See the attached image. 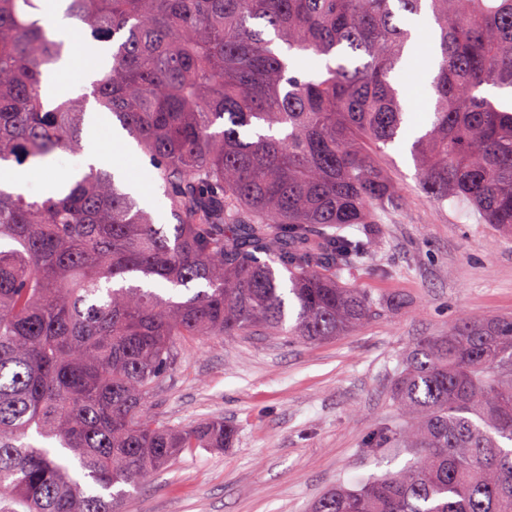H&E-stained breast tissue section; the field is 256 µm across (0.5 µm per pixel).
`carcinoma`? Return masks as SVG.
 <instances>
[{
	"instance_id": "obj_1",
	"label": "carcinoma",
	"mask_w": 512,
	"mask_h": 512,
	"mask_svg": "<svg viewBox=\"0 0 512 512\" xmlns=\"http://www.w3.org/2000/svg\"><path fill=\"white\" fill-rule=\"evenodd\" d=\"M64 15L103 47L92 91L49 103L69 47L42 0H0V162L78 149L92 105L149 158L176 223L93 166L44 198L0 189V503L121 512L181 454L234 440L219 418L149 414L182 345L316 343L376 315L340 275L405 205L377 155L408 128L422 15V191L512 236V106L481 94L512 89V0H66ZM390 398L413 464L310 512H512V317L419 340Z\"/></svg>"
}]
</instances>
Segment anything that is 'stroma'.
Masks as SVG:
<instances>
[{
    "instance_id": "obj_1",
    "label": "stroma",
    "mask_w": 512,
    "mask_h": 512,
    "mask_svg": "<svg viewBox=\"0 0 512 512\" xmlns=\"http://www.w3.org/2000/svg\"><path fill=\"white\" fill-rule=\"evenodd\" d=\"M96 142L142 199L156 196L149 159L131 140L113 149L103 125ZM82 158L60 152L47 166L24 167L26 194L45 195ZM380 163L406 206L383 216L381 248L342 279L382 301L383 311L325 342L234 336L183 346L149 408L172 427L223 418L234 442L183 453L123 512H309L333 486L354 489L412 461L397 448L366 450L373 433L405 426L389 397L401 359L461 318L512 316V237L473 209L427 201L406 146H389Z\"/></svg>"
}]
</instances>
